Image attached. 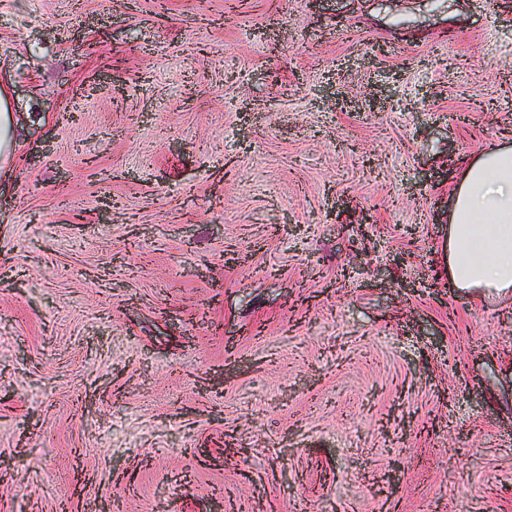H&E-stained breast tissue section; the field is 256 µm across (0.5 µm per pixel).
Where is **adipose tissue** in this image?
Instances as JSON below:
<instances>
[{
	"instance_id": "ef3b65f1",
	"label": "adipose tissue",
	"mask_w": 512,
	"mask_h": 512,
	"mask_svg": "<svg viewBox=\"0 0 512 512\" xmlns=\"http://www.w3.org/2000/svg\"><path fill=\"white\" fill-rule=\"evenodd\" d=\"M448 267L457 287L512 291V149L494 147L455 180Z\"/></svg>"
}]
</instances>
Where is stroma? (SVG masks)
Here are the masks:
<instances>
[{"label": "stroma", "instance_id": "35a3bbf8", "mask_svg": "<svg viewBox=\"0 0 512 512\" xmlns=\"http://www.w3.org/2000/svg\"><path fill=\"white\" fill-rule=\"evenodd\" d=\"M0 81V512H512V0H0ZM6 87H0V170L9 174L15 165V144L13 140L14 118L8 104ZM448 268L456 287L484 295L512 288V150L492 147L455 180Z\"/></svg>", "mask_w": 512, "mask_h": 512}]
</instances>
